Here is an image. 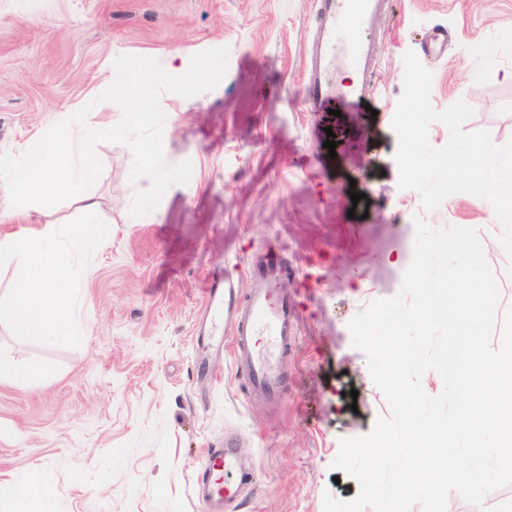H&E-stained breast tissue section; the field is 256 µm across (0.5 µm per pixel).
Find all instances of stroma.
I'll return each mask as SVG.
<instances>
[{"label": "stroma", "instance_id": "stroma-1", "mask_svg": "<svg viewBox=\"0 0 512 512\" xmlns=\"http://www.w3.org/2000/svg\"><path fill=\"white\" fill-rule=\"evenodd\" d=\"M316 17L317 0H0V153L20 155L89 103L119 122L121 107L100 98L119 56L229 50L214 90L160 98L165 162L192 173L154 211L131 215L134 156L115 142L96 147L94 216L74 198L27 207V227L83 225L99 244L77 255L79 335L48 343L0 321V353L45 370L25 385L0 379V482L13 487L0 512H204L194 483L210 448L234 449L257 474L231 512H323L324 495L357 496L332 467L340 441L390 410L348 324L398 293L405 268L393 260L412 257L423 213L394 159L403 56L432 71L435 109L467 100L465 130L511 142L512 0H389L366 33L381 49L372 97L336 116L305 107ZM425 215L489 238L487 209L467 194ZM267 258L298 310L273 400L250 396L229 349L198 339L211 283Z\"/></svg>", "mask_w": 512, "mask_h": 512}]
</instances>
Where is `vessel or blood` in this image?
Listing matches in <instances>:
<instances>
[{
    "mask_svg": "<svg viewBox=\"0 0 512 512\" xmlns=\"http://www.w3.org/2000/svg\"><path fill=\"white\" fill-rule=\"evenodd\" d=\"M384 0H319L317 30L306 54V100L311 111L323 112L337 102L363 103L372 92L368 75L378 58L377 47L363 34L372 27ZM343 63L357 78L338 88L333 69ZM281 273L275 263L250 269L245 293L232 284L210 289L206 309L210 326L204 338L231 342L233 362L245 373L252 394L278 397L282 390L288 342L295 334L294 304L281 294ZM208 467L223 472V483L195 484L194 493L208 512H224L241 496L242 477L235 457L221 448L207 452Z\"/></svg>",
    "mask_w": 512,
    "mask_h": 512,
    "instance_id": "b4317fda",
    "label": "vessel or blood"
}]
</instances>
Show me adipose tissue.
<instances>
[{
	"instance_id": "adipose-tissue-1",
	"label": "adipose tissue",
	"mask_w": 512,
	"mask_h": 512,
	"mask_svg": "<svg viewBox=\"0 0 512 512\" xmlns=\"http://www.w3.org/2000/svg\"><path fill=\"white\" fill-rule=\"evenodd\" d=\"M88 239L77 225L24 229L0 239V261H10L23 271L8 304L0 308V318L15 335L43 339L75 335L79 301L78 289L71 286L75 253Z\"/></svg>"
}]
</instances>
